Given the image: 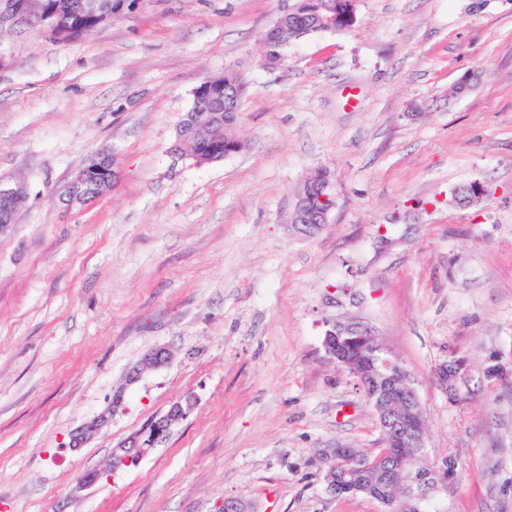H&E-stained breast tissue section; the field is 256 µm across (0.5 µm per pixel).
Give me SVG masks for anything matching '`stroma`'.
<instances>
[{
    "label": "stroma",
    "instance_id": "1",
    "mask_svg": "<svg viewBox=\"0 0 512 512\" xmlns=\"http://www.w3.org/2000/svg\"><path fill=\"white\" fill-rule=\"evenodd\" d=\"M293 3L124 0L74 42L0 26V180L30 191L0 236V512H218L227 498L384 512L324 480L327 449L380 445L323 347L345 317L398 358L425 411L426 478L400 504L512 512V0H358L353 27L267 68L259 39ZM228 69L246 85L243 150L174 156L194 89ZM97 152L117 182L69 203ZM318 169L336 207L306 236L290 220ZM472 179L490 196L455 207L450 188ZM158 346L170 361L126 385ZM122 385L123 408L71 450ZM188 395L137 466L78 489Z\"/></svg>",
    "mask_w": 512,
    "mask_h": 512
}]
</instances>
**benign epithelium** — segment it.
Here are the masks:
<instances>
[{
  "instance_id": "benign-epithelium-1",
  "label": "benign epithelium",
  "mask_w": 512,
  "mask_h": 512,
  "mask_svg": "<svg viewBox=\"0 0 512 512\" xmlns=\"http://www.w3.org/2000/svg\"><path fill=\"white\" fill-rule=\"evenodd\" d=\"M120 2L85 0L84 8L109 22ZM23 8L21 0H0V23L7 16L18 18ZM320 9L345 22L356 18V0H334L328 5H320ZM266 36L271 40L285 39L288 36V14H282L267 30ZM118 178L116 159L94 153L87 158L71 184L68 201L80 203L96 199ZM450 195L454 205L469 208L481 203L488 196V189L484 182L474 179L456 185ZM28 198L26 183L0 181V203H7L4 214H0V236L9 232L16 223L18 210ZM332 211L331 206L309 209L305 194L300 192L291 224L303 233L312 234L330 223ZM327 326L323 337L326 353L356 380L366 381L364 394L377 416L381 447L369 454L350 447L332 449L325 456L327 469L324 479L328 488L338 495L363 494L390 508L396 502V494L390 491L392 484L424 476L421 471L413 472V462L422 455L426 436V416L419 394L408 370L359 321L354 318L336 319ZM168 359L169 353L164 347H156L146 353L127 373L125 385L112 391L105 412L71 435L70 448L78 450L92 440L122 407L125 387L139 381L144 374L161 368ZM195 404L196 398L192 395L173 404L151 425L146 438L133 436L118 444L97 468L80 477L78 488L91 486L108 472L140 460L185 419Z\"/></svg>"
}]
</instances>
